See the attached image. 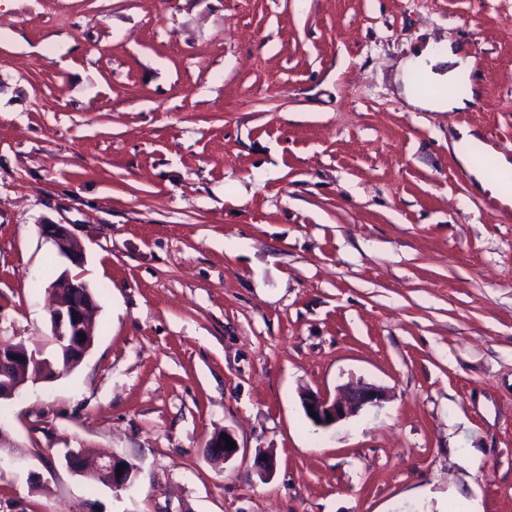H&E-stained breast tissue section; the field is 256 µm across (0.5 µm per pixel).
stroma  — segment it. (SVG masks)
Wrapping results in <instances>:
<instances>
[{"label":"stroma","instance_id":"stroma-1","mask_svg":"<svg viewBox=\"0 0 512 512\" xmlns=\"http://www.w3.org/2000/svg\"><path fill=\"white\" fill-rule=\"evenodd\" d=\"M431 40L474 60L464 109L403 93ZM464 129L512 156V0H0V341L46 347L63 269L99 302L0 402V512H512V189ZM352 380L386 400L314 426ZM41 228L43 235L52 241L60 255L75 265L82 263L80 247L70 229L60 224H45ZM74 461L79 462L78 466L74 465ZM67 462L70 468L79 474L94 472L101 475L106 483L100 477L94 475H90L88 478L93 483H100L105 486H109L113 490L129 488L131 485H133L131 482L132 475L134 473L138 474L139 472V470L136 468H131L129 466L130 462L128 460L114 452L110 455H103L99 457L88 471L85 470V460L81 450L71 451L68 455ZM118 467L123 468L121 475H118Z\"/></svg>","mask_w":512,"mask_h":512}]
</instances>
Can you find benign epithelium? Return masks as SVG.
<instances>
[{
  "instance_id": "1",
  "label": "benign epithelium",
  "mask_w": 512,
  "mask_h": 512,
  "mask_svg": "<svg viewBox=\"0 0 512 512\" xmlns=\"http://www.w3.org/2000/svg\"><path fill=\"white\" fill-rule=\"evenodd\" d=\"M43 235L52 241L63 257L78 265L83 257L80 247L70 229L60 224L42 225ZM52 298L50 316V335L54 337V348L46 357L41 351L22 352L6 342L0 343V399H9L30 381L34 384L48 380L57 375L54 361L64 357L66 368L78 364L92 349V317L98 308L90 286L80 275H73L69 270L61 272L59 278L49 285ZM81 291L88 296V303L76 307L71 303L73 293ZM385 397L384 390L378 386L356 382L347 386L331 399L319 394H311L303 399L306 417L316 426L329 428L348 416L359 412L367 406L378 405ZM316 416H311V413ZM332 420H327V417ZM123 472H118V468ZM99 474L107 486L114 490L127 489L132 485L131 478L137 469L129 466L123 456L112 453L99 457L91 467Z\"/></svg>"
}]
</instances>
